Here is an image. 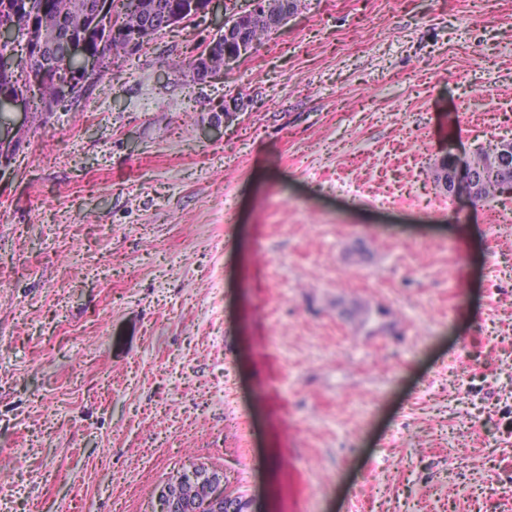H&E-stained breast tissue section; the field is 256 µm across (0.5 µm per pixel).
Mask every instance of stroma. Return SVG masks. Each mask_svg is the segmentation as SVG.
<instances>
[{"label":"stroma","instance_id":"stroma-1","mask_svg":"<svg viewBox=\"0 0 512 512\" xmlns=\"http://www.w3.org/2000/svg\"><path fill=\"white\" fill-rule=\"evenodd\" d=\"M214 36L29 113L0 176V512H157L196 465L253 512L292 468L305 512H512V195L428 170L512 141V0H304L189 81Z\"/></svg>","mask_w":512,"mask_h":512}]
</instances>
